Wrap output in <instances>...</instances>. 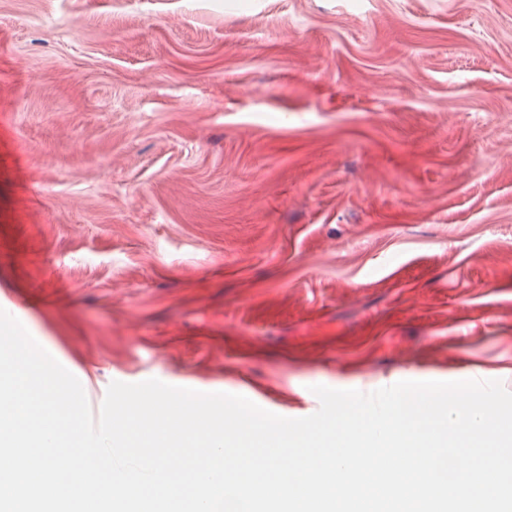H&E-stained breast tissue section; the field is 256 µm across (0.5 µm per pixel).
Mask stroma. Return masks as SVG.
<instances>
[{
    "instance_id": "stroma-1",
    "label": "stroma",
    "mask_w": 512,
    "mask_h": 512,
    "mask_svg": "<svg viewBox=\"0 0 512 512\" xmlns=\"http://www.w3.org/2000/svg\"><path fill=\"white\" fill-rule=\"evenodd\" d=\"M83 389L512 391V0H0V295Z\"/></svg>"
}]
</instances>
